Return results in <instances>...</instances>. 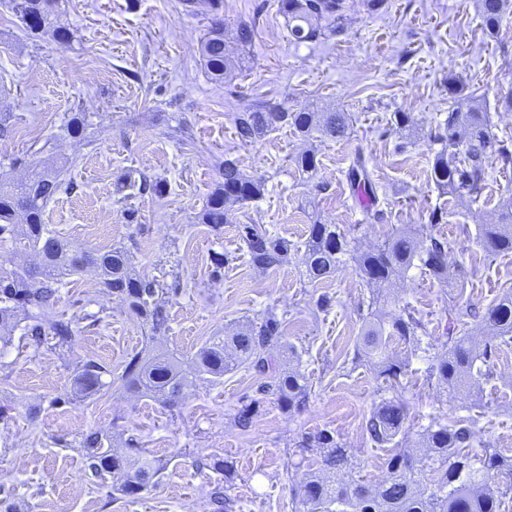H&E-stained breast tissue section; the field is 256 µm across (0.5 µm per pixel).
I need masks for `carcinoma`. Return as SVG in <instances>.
<instances>
[{
    "mask_svg": "<svg viewBox=\"0 0 512 512\" xmlns=\"http://www.w3.org/2000/svg\"><path fill=\"white\" fill-rule=\"evenodd\" d=\"M14 11L20 21L31 15L41 26L26 27L34 38L49 36L56 41L70 40L69 29L56 24L57 0H14ZM280 12L288 17L290 34L297 42H316L343 31L344 0H278ZM509 0H480L484 29L497 32ZM200 53L211 79L224 82L232 61L225 52L224 24L212 18L210 29L201 43ZM464 86L448 81V97L454 105L448 109L443 131L436 140L447 144L432 164V179L443 192L455 197H477L482 190L488 160L512 165V149L489 132L488 113L466 103ZM237 136L252 142L267 133L287 126L307 138L317 132L323 137L343 140L350 135L348 116L344 112L288 111L276 104L263 103L238 113L235 118ZM301 173L314 177L318 161L310 150L298 155ZM223 181L210 195L201 215L202 223L218 231L227 223L225 205L247 202L259 197L264 182L241 172L236 161L224 160ZM350 184L372 191L370 174L362 158H357L348 171ZM65 182L59 173L45 172L24 183L0 182V241H20L22 246L40 257L37 270L19 269L0 273V324L13 315L11 304L30 312L32 324L26 336L36 346L47 337L63 347L71 343L74 327L71 321L50 319L45 313L57 300L61 279L67 275L92 272L100 287L121 298L129 310L154 333L167 328L168 315L159 289L131 273L127 251L113 248L97 254L76 257L66 245L48 234L44 224L47 203L63 190ZM253 265L262 270L279 266L288 255V240L273 238L256 224L240 226ZM485 249L493 254L512 253V197L503 206L497 224L481 228ZM304 264L312 280L329 277L344 262L352 260L362 279L371 289L373 304L386 300L384 291L400 273L420 265L437 281L450 285L455 276L448 271L444 243L420 231H399L388 236L375 250L358 254L351 249L348 235L338 224H312L304 242ZM481 317L496 330L502 342H512V294L502 298L484 313L467 308L456 311V318ZM282 322L275 314H265L260 325L236 336L202 347L195 357L193 372L221 377L224 372L244 363L262 376L272 379L277 403L288 411L305 406L308 388L297 372L281 371L277 361L266 354V348L281 340ZM423 330L420 320L407 309L391 320L379 318L364 325L361 356L388 385L399 383L406 375V364L395 359L392 345L409 343ZM454 320L448 321V353L433 370L438 384L455 391L471 384L477 377L492 373L491 352L468 343L464 336L454 335ZM110 374L103 363L94 359L83 362L75 377V388L82 394H94L107 386L102 377ZM187 372L178 361L164 355L134 354L126 363L121 380L134 392L175 404ZM404 404L384 399L372 409L363 423V436L376 448H389L386 459L387 477L377 484L350 486L335 477L348 463V451L328 431L320 432L304 448H321L320 473L310 471L300 480L298 503L301 512H498L501 499L512 492V482L493 486L489 480L497 475L512 476V457L482 449L472 452L473 422L459 421L451 426L434 422L421 434L425 456L416 459L400 447L406 439ZM88 471L98 476L110 473L119 481L120 491L135 496L146 490L161 467L153 459L133 457L105 448L95 434L83 441ZM432 489L424 488V483Z\"/></svg>",
    "mask_w": 512,
    "mask_h": 512,
    "instance_id": "1",
    "label": "carcinoma"
}]
</instances>
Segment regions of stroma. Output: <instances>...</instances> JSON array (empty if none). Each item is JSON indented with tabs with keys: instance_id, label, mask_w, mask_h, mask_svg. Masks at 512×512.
Returning <instances> with one entry per match:
<instances>
[{
	"instance_id": "1",
	"label": "stroma",
	"mask_w": 512,
	"mask_h": 512,
	"mask_svg": "<svg viewBox=\"0 0 512 512\" xmlns=\"http://www.w3.org/2000/svg\"><path fill=\"white\" fill-rule=\"evenodd\" d=\"M345 6L343 34L298 43L278 0H224L226 50L247 63L218 84L200 55L210 0H196L191 12L182 0H58L57 22L72 32L66 42L27 35L11 0H0V113L8 116L0 130V181H27L51 164L62 168L77 188L49 201L44 222L70 253L122 247L132 253L137 276L179 283L167 304L169 326L154 345L189 372L171 408L117 381L75 396L83 360L103 361L117 378L147 331L94 275L65 278L54 312L76 327L70 346L34 349L19 327L0 336V512H212L207 495L218 486L231 500L229 512H296L301 473L320 466L319 449L299 444L324 430L350 450L344 482L382 481L388 451L365 443L361 432L385 396L357 355L371 293L351 261L325 280L308 279L303 243L316 221L343 226L361 252L390 233L420 227L445 242L453 286L415 266L387 290V315L407 304L425 324L420 348H393L410 362L397 390L409 408L406 425L416 433L434 420L473 418L474 450L488 445L512 456V344L496 345L492 377L466 390L428 379L434 357L446 351L449 306L482 311L512 293V253L489 254L480 241L481 227L498 223L499 204L512 195V167L491 163L473 200L441 193L430 177L449 79L461 81L488 112L493 134L512 140V111L497 106L512 88V8L491 36L479 0H387L374 15L364 0ZM243 23L254 30L245 48L235 42ZM261 103L345 112L354 132L343 140L305 139L284 126L242 143L234 118ZM78 112L86 128L75 137L67 126ZM398 112L412 117L414 129L396 125ZM305 150L318 160L311 178L294 161ZM228 156L265 187L256 200L227 203L228 222L217 231L199 216ZM359 156L381 212L375 221L366 220L346 179ZM143 173L166 182L163 196L140 192ZM434 211L440 223H430ZM243 224L288 240L281 265H252ZM217 253L224 256L218 276ZM324 295L331 305L321 312L315 303ZM269 309L286 329L271 355L308 385L298 410L281 409L274 394L261 392L263 379L248 366L219 379L190 373L201 347ZM250 401L255 412L243 430L234 417ZM90 433L104 447L132 444L160 459L157 484L132 497L113 489L111 474L87 478L82 440ZM224 458L236 467L229 484L209 467Z\"/></svg>"
}]
</instances>
